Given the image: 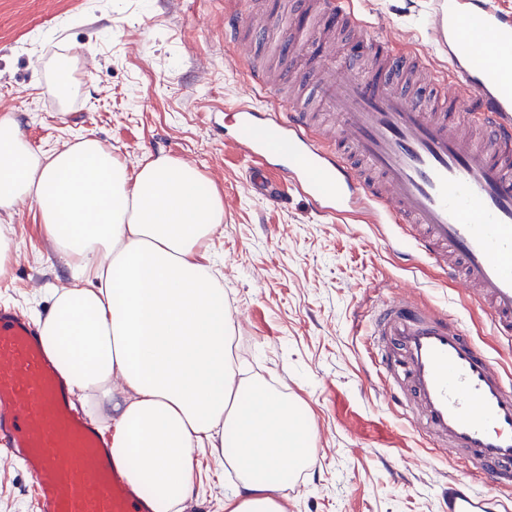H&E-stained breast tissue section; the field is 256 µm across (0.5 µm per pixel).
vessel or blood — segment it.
<instances>
[{
    "mask_svg": "<svg viewBox=\"0 0 512 512\" xmlns=\"http://www.w3.org/2000/svg\"><path fill=\"white\" fill-rule=\"evenodd\" d=\"M432 25L448 49V70L416 54L390 55L368 74H335L325 63L302 66L300 49L339 51L337 31L364 38L368 27L344 0H311L324 16L316 28L289 21L277 30L282 61L301 68L320 96L335 106L337 124H312L300 107L259 105L266 74L251 73L252 92L225 112V141L255 160L252 191L280 197L291 182L328 217L366 215L393 224L388 247L433 261L466 290L512 346V87L484 63L475 44L492 36L512 62V16L492 0H434ZM251 14L236 17L225 41L238 56L255 29ZM422 70L438 92L444 118L432 117L393 87L405 66ZM470 113L450 109L458 92ZM487 132L477 145L467 124ZM372 354L385 393L398 396L406 419L435 453L460 464L448 481V512H500L505 499L478 483L512 487V378L454 315L419 305L411 290L383 303L375 315ZM0 460L28 472L35 512H152L112 458V442L73 396L44 351L40 328L25 313L0 305Z\"/></svg>",
    "mask_w": 512,
    "mask_h": 512,
    "instance_id": "b4317fda",
    "label": "vessel or blood"
}]
</instances>
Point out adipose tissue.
<instances>
[{"instance_id":"adipose-tissue-1","label":"adipose tissue","mask_w":512,"mask_h":512,"mask_svg":"<svg viewBox=\"0 0 512 512\" xmlns=\"http://www.w3.org/2000/svg\"><path fill=\"white\" fill-rule=\"evenodd\" d=\"M31 200L65 260L41 339L60 373L112 412V455L153 512L193 490L198 448L238 472L224 512H284L294 468L315 463L312 415L239 378L232 316L200 249L224 222L202 174L167 155L128 171L97 140L41 156L0 119V217Z\"/></svg>"}]
</instances>
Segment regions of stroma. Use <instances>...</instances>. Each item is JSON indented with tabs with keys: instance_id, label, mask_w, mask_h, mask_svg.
Masks as SVG:
<instances>
[{
	"instance_id": "1",
	"label": "stroma",
	"mask_w": 512,
	"mask_h": 512,
	"mask_svg": "<svg viewBox=\"0 0 512 512\" xmlns=\"http://www.w3.org/2000/svg\"><path fill=\"white\" fill-rule=\"evenodd\" d=\"M397 55L425 51L437 68L432 0H352ZM240 0H0V118H15L44 152L83 136L128 170L152 155L192 158L225 199L224 222L208 244L232 313L230 356L245 378L307 405L316 465L281 491L286 512H445L453 463L438 458L378 391L371 313L413 289L419 304L457 313L470 336L512 374V349L485 315L429 260L384 243L393 229L363 217L320 216L293 187L275 205L249 188L252 165L224 142V109L250 91L251 65L278 71L277 100L301 103L332 123L316 89L278 65L277 42L257 35L250 61L226 65L228 14ZM70 63L77 85L66 101L32 81L34 69ZM5 234L0 302L45 316L51 289L66 287L64 262L32 202L20 203ZM194 488L180 512H224L232 466L208 450L193 462ZM0 512H33L32 479L0 463Z\"/></svg>"
}]
</instances>
